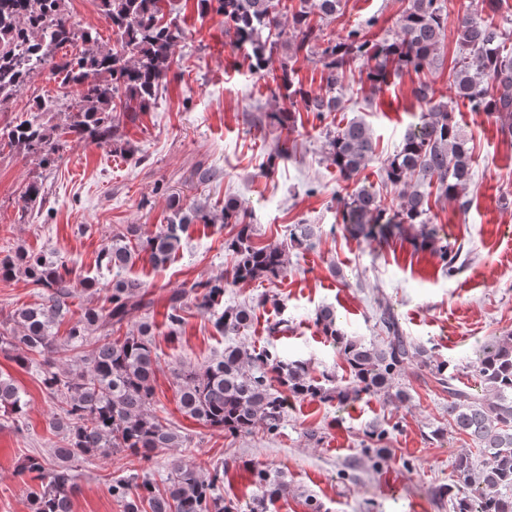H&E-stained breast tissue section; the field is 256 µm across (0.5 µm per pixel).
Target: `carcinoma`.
<instances>
[{
    "label": "carcinoma",
    "mask_w": 512,
    "mask_h": 512,
    "mask_svg": "<svg viewBox=\"0 0 512 512\" xmlns=\"http://www.w3.org/2000/svg\"><path fill=\"white\" fill-rule=\"evenodd\" d=\"M167 0H100L116 44H103L96 30L77 25L67 11L65 0H0V110L12 95L35 76L46 75L65 87L76 88L63 111L65 119L54 123L46 118L43 103L0 127V144L23 150L46 164L55 162L68 146V138L108 144L116 137L114 112L134 117L147 111L156 100L163 80L174 62V48L183 37L176 19L166 17ZM342 0H299L291 10L283 0H197L205 13L224 15V26L234 31L240 45L251 47L252 67L263 70L278 62L280 71L275 92L292 104L300 101L309 112L321 116L341 109L346 75L352 65L366 62L365 80L373 87L389 82L400 71L419 73L438 60L437 51L448 28L445 0H408L399 20L396 37L371 43L352 31L341 41H327L319 52L324 93L311 95L295 81L291 62L310 52L320 39L311 24V9L321 17L333 16ZM489 15L467 11L458 18V56L452 68L456 95L468 101L475 112L501 122L512 135V46L509 37L493 21L503 0H484ZM74 55L58 51L75 45ZM426 105L420 120L404 135L395 154L384 166L386 181L404 184L411 191L398 208L382 206L377 195L362 187L342 199L341 224L357 239L388 240L406 224H420L412 237L415 250H429L439 256L452 276L467 260L464 245L439 235L427 222L428 195L424 186H436L440 196L454 199L459 207L469 205L466 190L473 170L467 140L448 112V103L434 100L432 87L421 82L414 89ZM327 150L339 176L349 181L373 159L376 143L372 129L354 119L328 133ZM42 186L31 182L24 209L41 205ZM213 216L201 206L174 213L169 223L145 237L129 227L112 236L99 255L100 262L115 272L107 289L108 306L87 308L59 340L55 328L72 318L76 288L67 279L70 270L54 256L17 251L0 259V278L20 272L34 286L43 289L45 303L17 310L12 325L0 328V351L16 352L21 366L43 358V386L57 400L54 425L63 430L66 447L53 449L54 463L47 457L29 456L18 474L30 478L29 512H72L76 493L72 462L84 456H108L127 452L147 458L163 449L180 448L182 437L163 424L153 410V383L158 371L150 324L146 321L116 339L110 332L120 328L135 311L147 312L152 301L143 284L122 276L141 255L154 266H166L182 247L184 236L194 223L210 224ZM224 224L235 234L226 241L234 255L230 273L194 283L197 307L214 317V326L226 337L240 336L253 319L250 306L218 310L224 290L230 285L259 279H273L287 266V250L278 244L260 246L253 241V225L245 222L240 207L224 204ZM314 224H292L288 229L291 246L306 248L317 236ZM184 289L169 298L166 318L171 332L181 326ZM315 322L343 355L352 380L341 384L332 375L319 379L308 361L283 359L270 349L256 351L230 342L224 352L200 368L180 371L181 412L205 425L230 435L247 434L261 428L269 434L280 430L286 399H318L344 406L364 396H382L402 404L408 391L400 378L413 361L430 369L438 383L448 390V425L468 436L479 454L486 458L478 468L467 453L453 461L454 487L464 497L455 512H512V332L484 343L472 368L480 391L456 387L446 375L448 363L436 362L427 350L405 336L393 308L380 307L378 324L386 334L382 345L367 343L344 334L336 312L322 307ZM26 401L13 378L0 373V408L22 417ZM387 430L373 427L365 432V448L374 457L387 453ZM260 491L252 512H267V505L288 493L283 472L263 468L251 470ZM224 467L203 474L175 460L163 485L149 476L141 480H112L109 495L123 512H231L224 505L221 486Z\"/></svg>",
    "instance_id": "cac0c4a2"
}]
</instances>
